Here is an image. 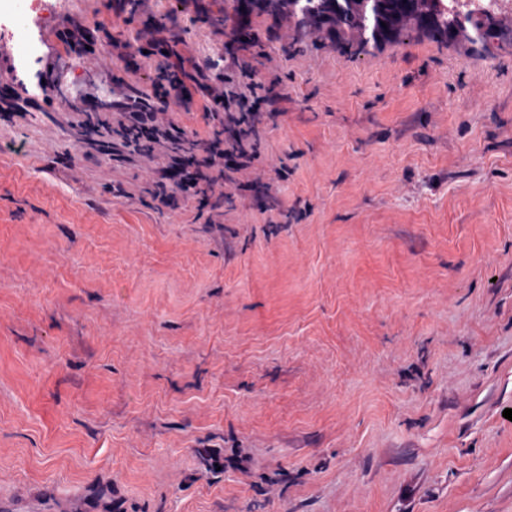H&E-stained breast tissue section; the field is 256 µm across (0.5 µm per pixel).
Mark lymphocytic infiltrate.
Returning <instances> with one entry per match:
<instances>
[{
	"mask_svg": "<svg viewBox=\"0 0 512 512\" xmlns=\"http://www.w3.org/2000/svg\"><path fill=\"white\" fill-rule=\"evenodd\" d=\"M167 55V61L156 67L159 80L168 82L186 105L191 103L194 91H201L213 105L219 130L209 139H194L165 120L142 94L113 104V111L121 116L118 125L103 120L99 126L110 136L112 148L131 154L142 153L154 144L165 149L170 163L151 178L156 196L167 198L174 185L186 197H204L223 187L226 169L240 170L257 158V126L266 95L239 54H225L224 68L239 72L241 80L221 91L205 85L201 71H188L175 50H168Z\"/></svg>",
	"mask_w": 512,
	"mask_h": 512,
	"instance_id": "f902f5d3",
	"label": "lymphocytic infiltrate"
}]
</instances>
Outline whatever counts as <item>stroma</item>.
Wrapping results in <instances>:
<instances>
[{
    "label": "stroma",
    "mask_w": 512,
    "mask_h": 512,
    "mask_svg": "<svg viewBox=\"0 0 512 512\" xmlns=\"http://www.w3.org/2000/svg\"><path fill=\"white\" fill-rule=\"evenodd\" d=\"M231 13L0 0L15 55L57 58L0 120V512H512V41L411 23L350 57L253 12L259 163L163 204L161 157L80 125L171 38L222 88Z\"/></svg>",
    "instance_id": "1"
}]
</instances>
